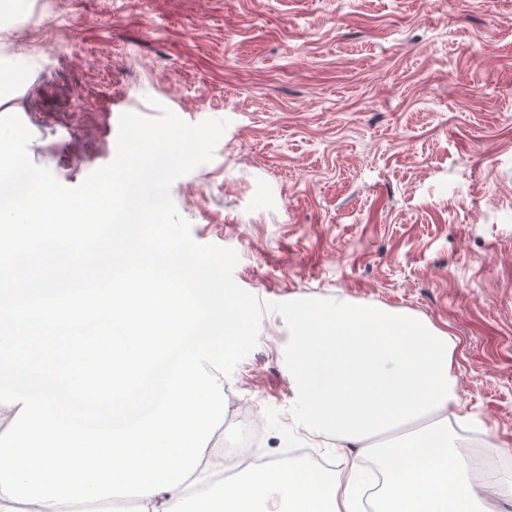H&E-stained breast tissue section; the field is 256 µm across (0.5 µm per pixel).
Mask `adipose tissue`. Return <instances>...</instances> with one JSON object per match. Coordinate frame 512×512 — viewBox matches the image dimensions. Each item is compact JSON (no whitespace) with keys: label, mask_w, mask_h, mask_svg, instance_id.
Masks as SVG:
<instances>
[{"label":"adipose tissue","mask_w":512,"mask_h":512,"mask_svg":"<svg viewBox=\"0 0 512 512\" xmlns=\"http://www.w3.org/2000/svg\"><path fill=\"white\" fill-rule=\"evenodd\" d=\"M124 186L112 178L80 205L59 199L21 158L0 169V217L26 227L24 247L0 239V384L25 387L19 397L0 394V409L17 423L0 444V512H60L123 495L136 512H356L371 457L385 475L374 512H486V484L448 431L449 420H470L452 374L454 337L409 310L342 296L334 316L301 302L288 321L289 385L309 430L335 439L342 477L271 462L213 493L223 469L206 449L224 410L218 363L251 328L220 288L217 266L162 239V219L145 223L131 205L104 210ZM104 219L112 237L92 244L62 246L40 231ZM109 281L110 319L125 334L112 345V370L124 380L111 399L87 400L68 373L94 339L56 322L64 314L84 324L87 300H100ZM31 292L44 304L36 316L21 311ZM131 337L148 356L130 354ZM173 350L177 383L145 413L139 399L152 397L148 382ZM74 415L83 428L65 424Z\"/></svg>","instance_id":"ef3b65f1"}]
</instances>
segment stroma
Returning a JSON list of instances; mask_svg holds the SVG:
<instances>
[{"instance_id": "stroma-1", "label": "stroma", "mask_w": 512, "mask_h": 512, "mask_svg": "<svg viewBox=\"0 0 512 512\" xmlns=\"http://www.w3.org/2000/svg\"><path fill=\"white\" fill-rule=\"evenodd\" d=\"M227 121L171 196L260 300L407 308L458 340L461 403L512 461V0H0V116L67 186L118 121ZM283 318L224 380L254 457L305 430Z\"/></svg>"}]
</instances>
